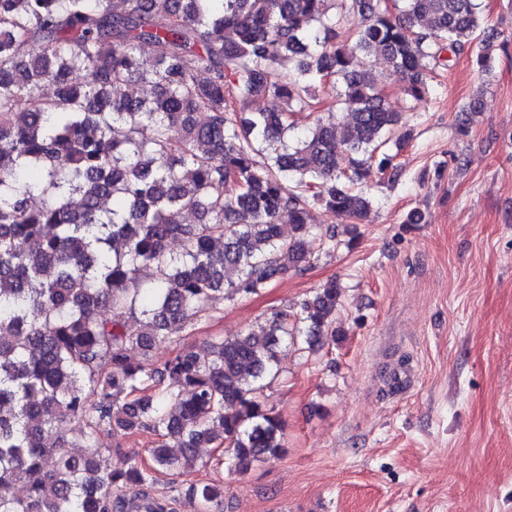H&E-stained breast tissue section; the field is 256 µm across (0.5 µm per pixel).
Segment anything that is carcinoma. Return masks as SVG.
<instances>
[{"mask_svg": "<svg viewBox=\"0 0 512 512\" xmlns=\"http://www.w3.org/2000/svg\"><path fill=\"white\" fill-rule=\"evenodd\" d=\"M485 31L477 0H0V512H175L151 490L207 465L200 449L240 473L283 454L285 424L260 393L281 346L336 339L340 283L239 336L189 344V325L217 295L305 269L308 238H336L313 204L358 221L373 203L363 181L396 176L384 147L402 114L366 58L418 100L445 52L487 66ZM137 83L151 98L129 93ZM267 98L284 107L246 111ZM298 111L316 115L304 132ZM102 426L157 437L149 460L101 466ZM190 496L214 512L224 487Z\"/></svg>", "mask_w": 512, "mask_h": 512, "instance_id": "carcinoma-1", "label": "carcinoma"}]
</instances>
